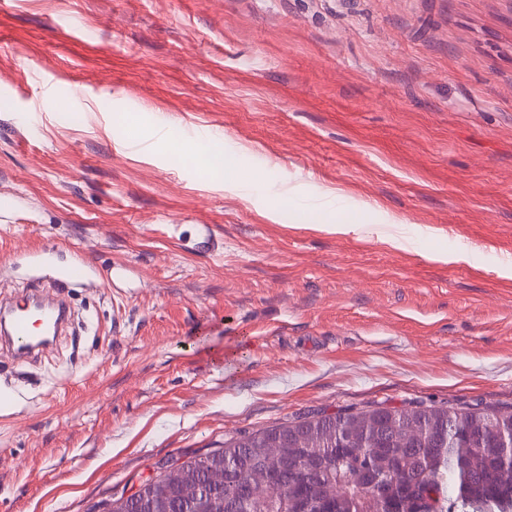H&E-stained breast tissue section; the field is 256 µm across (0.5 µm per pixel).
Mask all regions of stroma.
I'll use <instances>...</instances> for the list:
<instances>
[{
    "mask_svg": "<svg viewBox=\"0 0 512 512\" xmlns=\"http://www.w3.org/2000/svg\"><path fill=\"white\" fill-rule=\"evenodd\" d=\"M0 188V299L97 269L0 358V512L319 410L512 406V0H0ZM88 276V263L81 262L69 265L58 272L56 277V288L53 293L46 297H32L26 300H32L40 304L44 309V318L51 324L54 336L57 334L61 326L67 320V306L64 300V291L71 288L76 283H83Z\"/></svg>",
    "mask_w": 512,
    "mask_h": 512,
    "instance_id": "obj_1",
    "label": "stroma"
}]
</instances>
